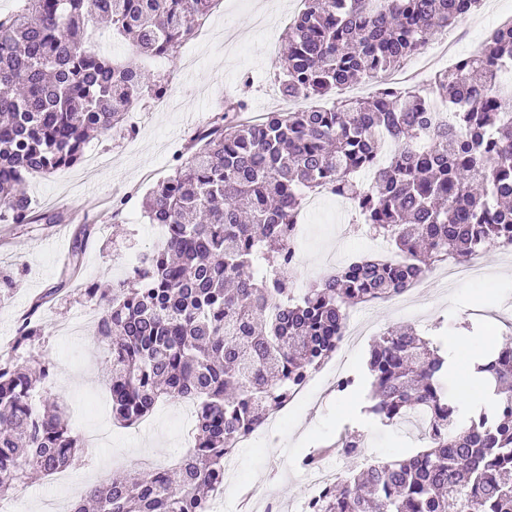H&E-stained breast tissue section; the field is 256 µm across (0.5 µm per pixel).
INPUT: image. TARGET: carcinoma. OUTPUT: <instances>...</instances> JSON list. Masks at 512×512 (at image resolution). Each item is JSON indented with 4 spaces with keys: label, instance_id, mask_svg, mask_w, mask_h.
<instances>
[{
    "label": "carcinoma",
    "instance_id": "1",
    "mask_svg": "<svg viewBox=\"0 0 512 512\" xmlns=\"http://www.w3.org/2000/svg\"><path fill=\"white\" fill-rule=\"evenodd\" d=\"M0 14V222L55 223L26 191L33 175L76 165L91 133L126 129L130 112L167 89L131 62L86 46L91 22L151 57L177 49L216 0H20ZM481 0H304L280 54L283 97L307 105L241 118L216 112L143 198L164 241L119 287L91 284L113 418L140 422L163 399L191 398L190 448L168 467L74 493L68 512H211L224 456L283 406L336 351L350 306L398 293L450 257L512 243V24L434 75L437 95L379 87L319 101L357 77L381 81ZM369 174L371 180L361 181ZM348 199L392 257H360L300 295L285 287L288 230L306 194ZM95 226L75 236L82 266ZM270 251L277 270L259 271ZM42 326L16 328L0 356V500L29 473L75 466L83 443L66 409L35 395L50 363L34 354ZM384 424L424 408L426 449L354 466L317 512H512V343L479 367L495 399L465 414L448 398V351L415 328L388 330L366 361Z\"/></svg>",
    "mask_w": 512,
    "mask_h": 512
}]
</instances>
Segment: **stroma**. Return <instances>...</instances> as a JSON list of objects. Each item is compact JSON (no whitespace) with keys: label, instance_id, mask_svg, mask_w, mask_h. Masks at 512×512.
Here are the masks:
<instances>
[{"label":"stroma","instance_id":"1","mask_svg":"<svg viewBox=\"0 0 512 512\" xmlns=\"http://www.w3.org/2000/svg\"><path fill=\"white\" fill-rule=\"evenodd\" d=\"M486 2L487 11L473 13L449 29L447 38L454 52L471 54L477 40L488 37L492 21L512 18V0ZM295 3L219 0L180 48L181 53L196 54L191 67L136 57L129 44L113 38L105 29L93 30L94 49L117 59L136 60L143 70L163 78L171 104L168 111L158 112L153 98L144 99L129 115L131 131L95 136L80 164L29 180L27 192L36 209L61 213L59 223H0V274L15 279L10 296L0 303V354L9 348L18 316L62 276L79 225L107 227L106 232L95 233L86 248L80 286L44 305V336L35 348L39 357L52 364L45 386L48 397L66 406L79 434L101 429L107 439L104 447L89 449L88 464L72 471L69 484L58 485L53 478L35 475L17 486L12 497L23 503L26 512H43L45 497L67 502L84 486L108 481L123 472L169 465L184 453L188 436L179 402H160L138 434L113 421L105 354L95 339L96 312L81 289L97 280L110 283L124 279L126 260L156 245L153 228L141 207L142 195L172 174L173 155L193 131L206 125L226 98L246 101L254 114L298 109V102L282 97L274 82L280 46L294 18ZM258 11L269 14L267 29L255 27L253 15ZM124 196L128 204L122 215H114L115 201ZM351 220V213L339 211L336 197L330 195L325 196L320 211L307 213L305 239L288 279L290 288L306 287L356 255L373 251L374 244L365 234L340 236V226ZM485 258L489 277L458 284L444 293L434 287L421 289L416 311L378 309L373 321L383 330L411 324L430 333L436 323L445 320L449 332L467 330L478 347L490 339L498 343L511 340L512 275H502V258L496 250L487 251ZM371 404L369 386L341 393L335 382L317 379L285 413L273 438L260 439L239 451L226 471L223 512H237L233 494L244 484L257 496L274 494L286 512H298L309 491L298 459L312 449L336 442L344 433L362 436L375 460L422 449V442L403 425H385L368 414Z\"/></svg>","mask_w":512,"mask_h":512}]
</instances>
